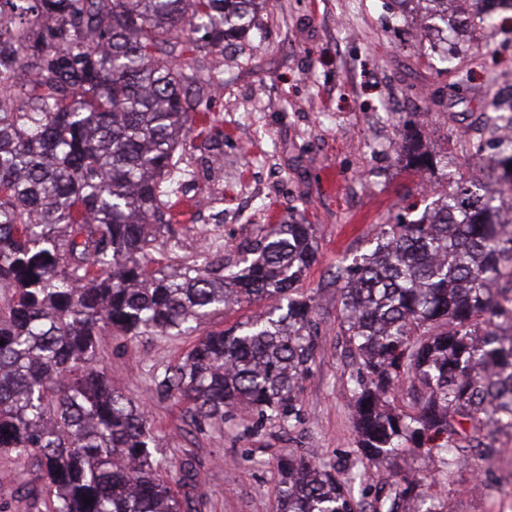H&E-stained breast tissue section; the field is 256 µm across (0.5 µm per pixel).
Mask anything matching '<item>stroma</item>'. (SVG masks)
Segmentation results:
<instances>
[{"instance_id": "obj_1", "label": "stroma", "mask_w": 512, "mask_h": 512, "mask_svg": "<svg viewBox=\"0 0 512 512\" xmlns=\"http://www.w3.org/2000/svg\"><path fill=\"white\" fill-rule=\"evenodd\" d=\"M266 0L255 26L237 40L222 65L224 86L213 97L207 133L224 150L223 171L196 172L183 182L195 223L179 225L177 246L160 238L156 259L190 263L203 251L242 259L264 225L288 214L315 224L318 262L300 288L315 297L318 350L301 383V422L293 430L273 423L252 428L236 416L223 425L196 423L187 403L157 397L154 371L180 361L191 336L100 339L101 368L112 385L144 409L171 472L191 463L197 478L189 495L195 512H274L279 491L275 460L291 453L357 470L355 410L346 388L352 369L338 336L336 271L370 248L382 224L401 211L419 217L447 173L462 162V143L494 147L481 90L491 70L512 63V30L498 49L466 32L468 83L461 91L437 75L441 62L412 36L404 11L386 0ZM350 11V31L336 20ZM426 88L441 105L428 120L405 97ZM415 130L438 158L422 173L399 161L402 135ZM491 461L458 458L449 480L430 492L448 512H503L512 499V437L497 435ZM23 461L0 454V506L5 512H46L16 484Z\"/></svg>"}]
</instances>
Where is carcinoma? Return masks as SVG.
I'll return each mask as SVG.
<instances>
[{
	"label": "carcinoma",
	"instance_id": "1",
	"mask_svg": "<svg viewBox=\"0 0 512 512\" xmlns=\"http://www.w3.org/2000/svg\"><path fill=\"white\" fill-rule=\"evenodd\" d=\"M444 27L445 72L466 77L457 36L490 23L500 0H455ZM257 0H0V453L50 512H185L162 475L144 411L97 366L99 337L187 336L222 307L267 311L208 331L152 374L160 398L194 421L236 414L252 428L301 423L300 383L317 350L315 225L269 224L241 263L161 265L155 235L176 238L184 148L220 79L215 57L253 23ZM406 166L433 160L405 136ZM421 217L397 214L374 246L338 271L339 328L353 360L347 387L363 470L299 454L280 468L275 512H363L352 485L407 451L455 460L500 452L512 435V230L502 196L460 172ZM376 499L373 512H441L426 483ZM90 499L87 504L84 499Z\"/></svg>",
	"mask_w": 512,
	"mask_h": 512
}]
</instances>
